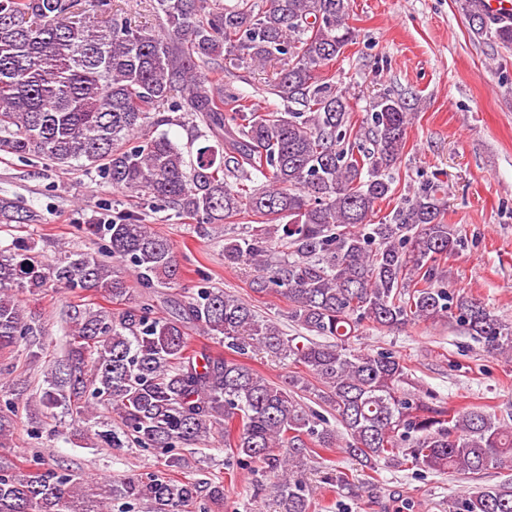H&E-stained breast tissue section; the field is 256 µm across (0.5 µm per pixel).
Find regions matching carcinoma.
<instances>
[{
    "label": "carcinoma",
    "instance_id": "cac0c4a2",
    "mask_svg": "<svg viewBox=\"0 0 512 512\" xmlns=\"http://www.w3.org/2000/svg\"><path fill=\"white\" fill-rule=\"evenodd\" d=\"M351 0H156L158 29L131 23L112 0H0V152L40 157L61 169L99 172L112 188L147 196L156 207L195 221L198 232L238 216L256 227L224 239V264L249 267L256 293L288 301V318L309 332L298 340L253 307L202 277L156 310L158 288L179 284L170 239L134 213L88 224L97 252L52 260L31 245L0 244V353L20 351L33 365L46 349V321L18 294L104 293L117 305L66 313L64 355L43 380L42 410L64 407L88 421L103 408L117 426L89 435L104 448L153 449L166 467H188L184 445L224 434V447L257 477L274 476L278 512H311L297 476L317 449L336 448L372 469L393 467L478 475L512 467V411L463 410L409 389L408 368L390 350L356 352L364 324L398 329L448 318L491 355L512 356V322L476 297L448 287L439 260L459 246L444 221L442 186L428 182L393 224L375 223L391 197L393 170L412 112L385 93L361 125L330 72L355 31ZM477 38L512 47V20L488 17L483 0H458ZM288 67L269 82L275 101L259 109L224 84V74ZM179 113L177 117L169 113ZM191 120L205 145L186 158L150 128ZM262 177V186L255 179ZM35 215L0 199L1 224ZM144 288L129 305V278ZM196 327L229 355L190 349ZM323 341H318V338ZM261 349L304 367L277 384L239 360ZM0 383V447L10 445L28 379ZM312 395L349 437L302 404ZM322 483L349 475L329 467ZM200 485L132 471L91 481L38 454L18 470L0 453V512H178ZM224 505V481L206 484ZM444 512H512V481L448 497Z\"/></svg>",
    "mask_w": 512,
    "mask_h": 512
}]
</instances>
